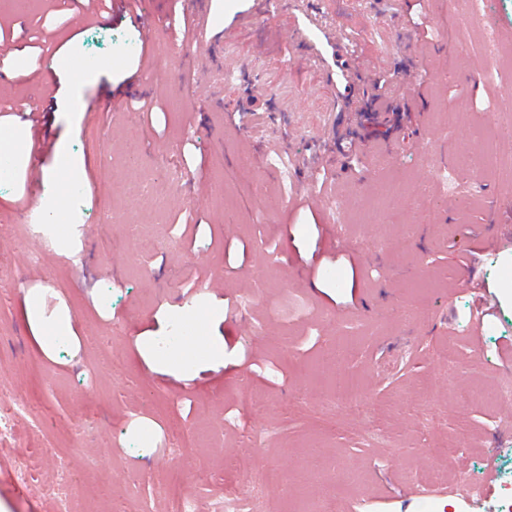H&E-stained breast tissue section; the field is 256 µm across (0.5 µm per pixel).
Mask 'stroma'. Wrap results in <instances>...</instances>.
<instances>
[{
  "label": "stroma",
  "mask_w": 512,
  "mask_h": 512,
  "mask_svg": "<svg viewBox=\"0 0 512 512\" xmlns=\"http://www.w3.org/2000/svg\"><path fill=\"white\" fill-rule=\"evenodd\" d=\"M297 2L353 37L352 104L295 43L297 11L263 50L249 0H214L246 74L217 106L175 0H144L164 11L149 52L140 22L89 20L81 0H0V118L38 102L32 140L52 145L0 177V415L27 404L0 440V512H174L179 488L202 512L228 494L240 512H502L512 176L462 156L512 105V65L484 52L512 55V0L481 19L448 0ZM394 70L374 119L373 79ZM316 155L321 179L297 166ZM46 192L74 229L62 257L21 217ZM34 295L66 335L36 341ZM188 312L223 363L166 365L158 341ZM342 375L356 402L326 410ZM452 481L481 485L480 506Z\"/></svg>",
  "instance_id": "obj_1"
}]
</instances>
